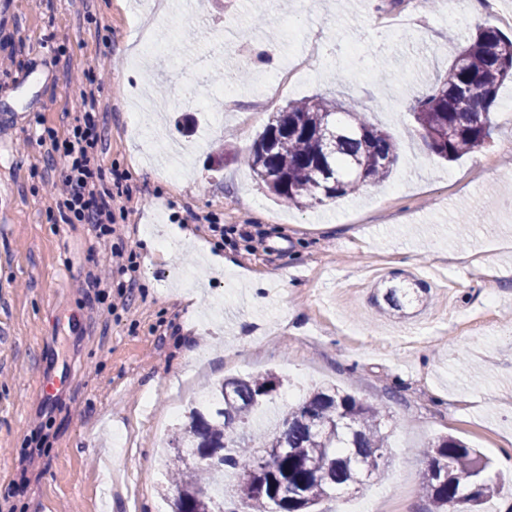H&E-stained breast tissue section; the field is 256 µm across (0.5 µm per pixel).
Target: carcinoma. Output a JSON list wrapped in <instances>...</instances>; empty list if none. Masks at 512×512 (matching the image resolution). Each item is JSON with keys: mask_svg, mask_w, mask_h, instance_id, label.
<instances>
[{"mask_svg": "<svg viewBox=\"0 0 512 512\" xmlns=\"http://www.w3.org/2000/svg\"><path fill=\"white\" fill-rule=\"evenodd\" d=\"M509 81L512 36L495 26L477 28L430 93L409 106L413 132L446 161L480 150L492 137L499 88ZM331 125L340 129L325 149L319 135ZM396 159L393 137L370 123L360 106L323 94L274 113L244 154L273 195L299 208L385 180ZM410 296L409 288H390L385 301L403 314ZM283 387L282 378L264 373L229 377L210 388L204 407L193 409L180 428L170 467L172 512H224V497L210 492L215 473L224 470L243 475L232 512H310L320 500L384 475V405L321 386L288 407L273 429L252 428L257 409ZM423 456L420 488L431 512H481L500 493L501 478L491 474L490 460L452 436L430 441Z\"/></svg>", "mask_w": 512, "mask_h": 512, "instance_id": "obj_1", "label": "carcinoma"}]
</instances>
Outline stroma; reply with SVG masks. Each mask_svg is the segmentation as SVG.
Wrapping results in <instances>:
<instances>
[{
  "label": "stroma",
  "mask_w": 512,
  "mask_h": 512,
  "mask_svg": "<svg viewBox=\"0 0 512 512\" xmlns=\"http://www.w3.org/2000/svg\"><path fill=\"white\" fill-rule=\"evenodd\" d=\"M498 2L488 14L437 0L394 30L401 0H161L154 14L137 0H10L0 12V55L15 56L0 73V262L13 268L0 281V512H170L165 449L197 394L266 371L291 386L257 410L258 427L316 383L389 408L383 481L319 512H428L418 487L438 436L512 470V153L501 150L512 83L492 107L488 145L453 162L429 156L408 111L447 70L449 31L512 33V0ZM106 57L111 69L88 82ZM218 91L216 129L201 103ZM89 94L97 166L120 175L114 205L127 212L109 237L68 223L53 193L66 162L39 140L47 129L67 138ZM317 94L363 106L399 160L372 190L288 208L242 157L270 113ZM242 228L263 232L264 247L250 250ZM147 235L165 248L148 250ZM461 250L470 261L442 266ZM121 252L136 255L134 293L118 274L91 287ZM487 258L506 276L484 275ZM441 266L445 278L427 279L406 316L376 306L386 281ZM65 374L69 386L42 394L43 377Z\"/></svg>",
  "instance_id": "obj_1"
}]
</instances>
